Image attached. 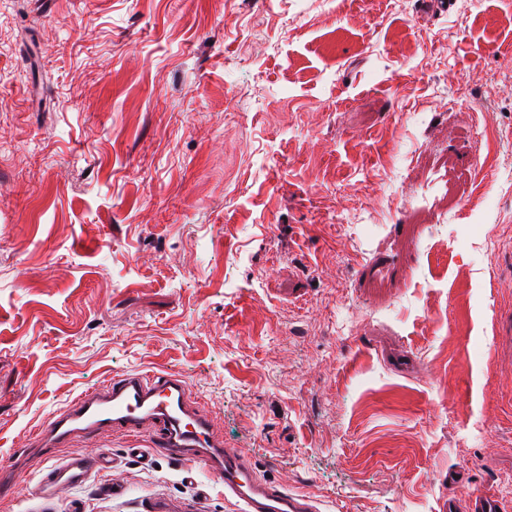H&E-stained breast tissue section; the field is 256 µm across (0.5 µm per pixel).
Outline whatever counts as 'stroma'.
<instances>
[{"instance_id": "obj_1", "label": "stroma", "mask_w": 512, "mask_h": 512, "mask_svg": "<svg viewBox=\"0 0 512 512\" xmlns=\"http://www.w3.org/2000/svg\"><path fill=\"white\" fill-rule=\"evenodd\" d=\"M41 2L0 0V512H238L118 430L34 489L133 371L319 512H512V0ZM443 512H504L505 508L499 499L484 493H474L467 499H460L449 494L442 504Z\"/></svg>"}]
</instances>
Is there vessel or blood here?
<instances>
[{"label":"vessel or blood","mask_w":512,"mask_h":512,"mask_svg":"<svg viewBox=\"0 0 512 512\" xmlns=\"http://www.w3.org/2000/svg\"><path fill=\"white\" fill-rule=\"evenodd\" d=\"M122 430L147 439L170 458L191 455L224 486L239 512H318L310 497L285 484L260 478L248 456L228 448L212 418L192 401L186 382L172 374L132 372L106 380L78 394L52 420L40 426L35 443L46 462L43 485L82 484L86 458L56 455L57 448L82 436ZM442 512H505L499 499L475 493L461 499L449 495Z\"/></svg>","instance_id":"vessel-or-blood-1"}]
</instances>
